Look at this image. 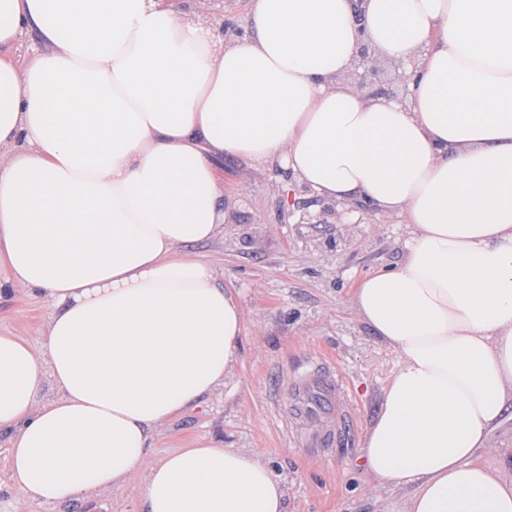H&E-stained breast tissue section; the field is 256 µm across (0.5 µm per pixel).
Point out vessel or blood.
Returning <instances> with one entry per match:
<instances>
[{
    "mask_svg": "<svg viewBox=\"0 0 512 512\" xmlns=\"http://www.w3.org/2000/svg\"><path fill=\"white\" fill-rule=\"evenodd\" d=\"M289 422L307 427L314 447L331 445L351 422L341 376L313 364L291 387Z\"/></svg>",
    "mask_w": 512,
    "mask_h": 512,
    "instance_id": "b4317fda",
    "label": "vessel or blood"
}]
</instances>
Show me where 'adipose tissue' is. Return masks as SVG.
<instances>
[{
	"label": "adipose tissue",
	"instance_id": "adipose-tissue-1",
	"mask_svg": "<svg viewBox=\"0 0 512 512\" xmlns=\"http://www.w3.org/2000/svg\"><path fill=\"white\" fill-rule=\"evenodd\" d=\"M44 46L25 70L12 49ZM411 59L408 103L342 82L361 43ZM0 287L53 306L43 354L0 335L14 484L45 504L145 471L139 512H286L257 455L159 428L223 388L243 312L191 244L225 158L405 218L352 307L398 355L360 452L400 512H512L475 461L512 418V0H251L224 42L164 0H0ZM57 399L44 402L46 384Z\"/></svg>",
	"mask_w": 512,
	"mask_h": 512
}]
</instances>
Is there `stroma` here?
<instances>
[{
	"instance_id": "35a3bbf8",
	"label": "stroma",
	"mask_w": 512,
	"mask_h": 512,
	"mask_svg": "<svg viewBox=\"0 0 512 512\" xmlns=\"http://www.w3.org/2000/svg\"><path fill=\"white\" fill-rule=\"evenodd\" d=\"M201 21L246 26L249 0H183ZM224 233L193 251L238 295L244 318L241 359L223 390L163 425L152 458L211 438L259 454L282 479L286 512H399L405 489L366 482L360 443L398 360L352 309L356 282L397 266L408 237L401 217L339 207L322 217L312 206L295 215L305 191L281 167L225 159L218 183ZM50 303L22 287L0 296V334L41 349ZM325 358L345 380L352 423L325 449L301 446L288 425V387L308 362ZM10 431L0 430V512H138L143 483L134 474L118 489L60 504L30 500L11 479Z\"/></svg>"
}]
</instances>
